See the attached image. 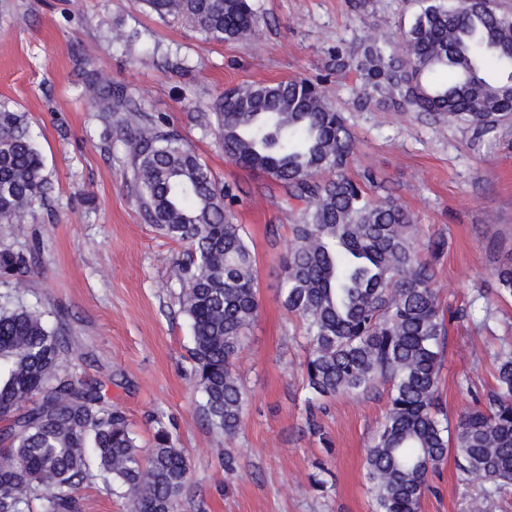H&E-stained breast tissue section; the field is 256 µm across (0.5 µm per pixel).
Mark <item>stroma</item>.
Here are the masks:
<instances>
[{"label": "stroma", "mask_w": 512, "mask_h": 512, "mask_svg": "<svg viewBox=\"0 0 512 512\" xmlns=\"http://www.w3.org/2000/svg\"><path fill=\"white\" fill-rule=\"evenodd\" d=\"M260 24L234 42H209L143 0H0V102L27 113L53 185L26 224H0V249L35 272L23 300L69 343L61 367L97 382L126 412L140 448L162 422L189 458L177 512H373L365 454L388 406L387 387L319 399L320 433L306 422L307 340L282 308V259L294 216L283 187L229 161L208 127L226 87L322 80L355 136L347 173L372 175L414 217L419 245L444 242L434 287L448 318L440 399L450 421L494 385L498 353L512 347V295L496 269L512 261V122L475 138L389 103L359 106L355 70L333 73L332 50L397 30L417 0H252ZM128 40L113 39L116 31ZM107 75L144 111L195 147L220 186L254 258L259 310L234 369L246 393L233 437L210 428L193 379L191 332L179 305L187 244L144 221L134 166L117 127L82 93L87 71ZM325 477L319 490L315 478ZM420 512H512L485 497L447 456Z\"/></svg>", "instance_id": "stroma-1"}]
</instances>
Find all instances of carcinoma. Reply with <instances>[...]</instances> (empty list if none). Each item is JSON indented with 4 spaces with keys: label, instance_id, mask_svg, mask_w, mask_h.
Here are the masks:
<instances>
[{
    "label": "carcinoma",
    "instance_id": "obj_1",
    "mask_svg": "<svg viewBox=\"0 0 512 512\" xmlns=\"http://www.w3.org/2000/svg\"><path fill=\"white\" fill-rule=\"evenodd\" d=\"M162 17L189 18L206 39L237 40L258 17L251 0H146ZM359 95L397 102L477 138L512 119V16L495 0H423L399 37H366L354 58ZM82 94L106 122L122 114L144 219L189 245L179 277L180 305L192 330L191 358L202 412L235 434L245 393L233 359L245 346L259 296L243 225L180 134L145 112L101 74ZM213 129L230 161L280 182L301 203L284 264L282 305L308 339L306 386L317 397L389 387V402L365 457L374 512H419L439 465L455 453L458 470L512 491V350L499 356L496 385L483 406L454 425L438 399L447 327L433 282L444 243L422 252L413 216L395 200L368 196L346 174L351 129L323 86L304 78L230 87L213 105ZM52 185L28 115L0 104V224H27ZM26 256L0 250V277L19 290ZM67 339L20 300L0 302V512H76L74 493L96 466L130 512H175L189 465L156 422L151 448L137 445L125 412L99 388L59 372Z\"/></svg>",
    "mask_w": 512,
    "mask_h": 512
}]
</instances>
